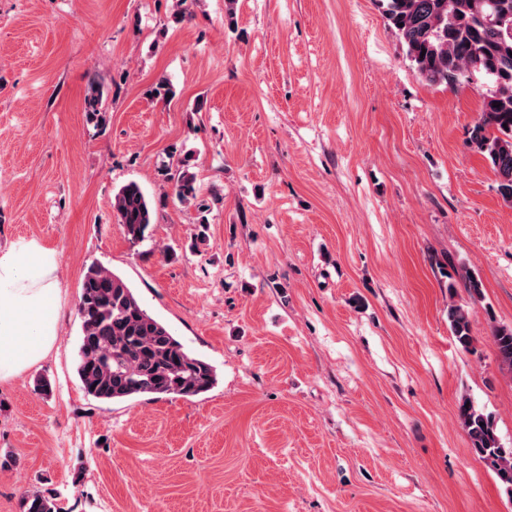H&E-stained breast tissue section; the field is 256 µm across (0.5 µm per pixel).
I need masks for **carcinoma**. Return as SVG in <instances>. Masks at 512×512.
Returning <instances> with one entry per match:
<instances>
[{"label": "carcinoma", "instance_id": "1", "mask_svg": "<svg viewBox=\"0 0 512 512\" xmlns=\"http://www.w3.org/2000/svg\"><path fill=\"white\" fill-rule=\"evenodd\" d=\"M388 24L406 47L420 78L457 88L478 76L490 82L468 144L486 158L497 191L512 203V0H378ZM108 92L91 85L85 118L103 130ZM191 156L166 169V181L185 204L198 196ZM112 210L132 245L142 242L156 209L143 189L130 182L113 195ZM81 335L76 371L87 395L111 403L141 396L197 397L218 382L213 365L189 352L169 327L150 315L133 290L112 270L93 263L85 271L78 306ZM471 311L448 304V322L457 344L475 352ZM492 337L502 369L512 374V326H495ZM458 420L475 453L512 497V448L500 442L491 418L461 397ZM23 512H60L53 498L36 494Z\"/></svg>", "mask_w": 512, "mask_h": 512}]
</instances>
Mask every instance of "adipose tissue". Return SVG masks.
I'll use <instances>...</instances> for the list:
<instances>
[{
	"label": "adipose tissue",
	"mask_w": 512,
	"mask_h": 512,
	"mask_svg": "<svg viewBox=\"0 0 512 512\" xmlns=\"http://www.w3.org/2000/svg\"><path fill=\"white\" fill-rule=\"evenodd\" d=\"M57 259L37 243L0 248V381L44 359L59 332Z\"/></svg>",
	"instance_id": "1"
}]
</instances>
